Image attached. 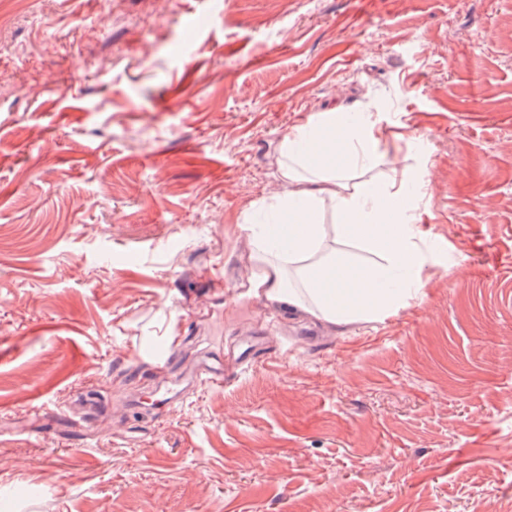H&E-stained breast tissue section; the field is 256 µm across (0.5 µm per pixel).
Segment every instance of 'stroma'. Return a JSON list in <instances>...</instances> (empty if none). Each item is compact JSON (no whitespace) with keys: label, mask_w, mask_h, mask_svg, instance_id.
<instances>
[{"label":"stroma","mask_w":512,"mask_h":512,"mask_svg":"<svg viewBox=\"0 0 512 512\" xmlns=\"http://www.w3.org/2000/svg\"><path fill=\"white\" fill-rule=\"evenodd\" d=\"M335 107L428 180L432 264L381 321L252 287L244 219ZM207 356L227 380L189 385ZM1 489L0 512H505L512 0H28L0 30Z\"/></svg>","instance_id":"1"}]
</instances>
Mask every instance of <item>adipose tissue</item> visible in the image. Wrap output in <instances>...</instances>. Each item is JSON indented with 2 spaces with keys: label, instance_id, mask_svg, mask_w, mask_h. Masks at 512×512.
<instances>
[{
  "label": "adipose tissue",
  "instance_id": "1",
  "mask_svg": "<svg viewBox=\"0 0 512 512\" xmlns=\"http://www.w3.org/2000/svg\"><path fill=\"white\" fill-rule=\"evenodd\" d=\"M380 145V125L368 112L335 109L288 132L279 160L286 193L258 205L273 223L248 227L263 265L256 291L331 323L386 318L419 292L430 258L416 210L427 183ZM330 232L345 248H325ZM351 244L379 264L358 261Z\"/></svg>",
  "mask_w": 512,
  "mask_h": 512
}]
</instances>
